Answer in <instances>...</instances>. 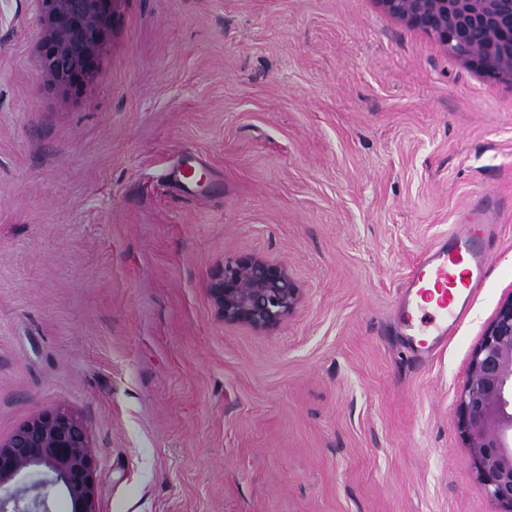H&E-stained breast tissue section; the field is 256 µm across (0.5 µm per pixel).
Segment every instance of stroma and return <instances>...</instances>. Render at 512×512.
I'll list each match as a JSON object with an SVG mask.
<instances>
[{
  "instance_id": "obj_1",
  "label": "stroma",
  "mask_w": 512,
  "mask_h": 512,
  "mask_svg": "<svg viewBox=\"0 0 512 512\" xmlns=\"http://www.w3.org/2000/svg\"><path fill=\"white\" fill-rule=\"evenodd\" d=\"M41 39L0 0V436L80 415L99 512H502L456 407L512 297V81L378 0H117L77 91ZM487 194L490 275L416 358L408 269ZM244 254L302 290L274 330L210 299Z\"/></svg>"
}]
</instances>
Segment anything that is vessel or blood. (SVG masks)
Segmentation results:
<instances>
[{"label": "vessel or blood", "instance_id": "vessel-or-blood-1", "mask_svg": "<svg viewBox=\"0 0 512 512\" xmlns=\"http://www.w3.org/2000/svg\"><path fill=\"white\" fill-rule=\"evenodd\" d=\"M479 224H458L413 265L404 282L400 321L417 330L413 349L426 356L445 344L493 261Z\"/></svg>", "mask_w": 512, "mask_h": 512}]
</instances>
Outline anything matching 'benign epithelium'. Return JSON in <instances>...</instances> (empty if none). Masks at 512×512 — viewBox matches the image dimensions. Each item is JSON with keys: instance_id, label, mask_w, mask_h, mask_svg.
Returning a JSON list of instances; mask_svg holds the SVG:
<instances>
[{"instance_id": "1", "label": "benign epithelium", "mask_w": 512, "mask_h": 512, "mask_svg": "<svg viewBox=\"0 0 512 512\" xmlns=\"http://www.w3.org/2000/svg\"><path fill=\"white\" fill-rule=\"evenodd\" d=\"M43 72L61 87L92 76L112 27L115 0H39ZM407 25L431 33L455 58L491 81L512 78V0H378ZM209 295L224 322L277 328L300 302L281 262L256 255L228 261ZM458 428L487 495L512 512V297L476 347L457 407ZM62 493L70 512H97L90 437L66 409L35 413L0 436V512H52Z\"/></svg>"}]
</instances>
